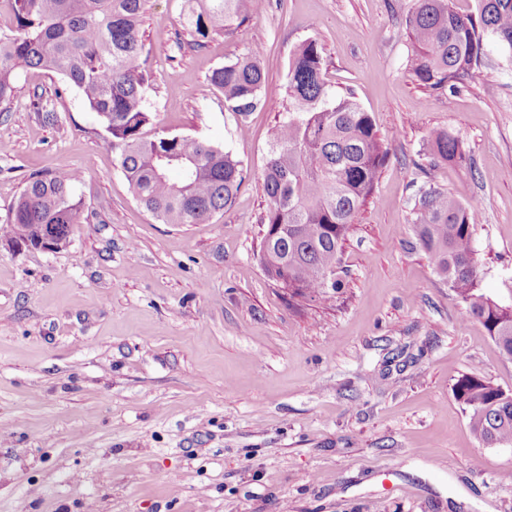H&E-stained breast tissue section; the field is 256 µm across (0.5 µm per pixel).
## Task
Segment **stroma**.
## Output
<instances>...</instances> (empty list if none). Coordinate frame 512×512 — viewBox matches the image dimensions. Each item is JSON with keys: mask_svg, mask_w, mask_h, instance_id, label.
Wrapping results in <instances>:
<instances>
[{"mask_svg": "<svg viewBox=\"0 0 512 512\" xmlns=\"http://www.w3.org/2000/svg\"><path fill=\"white\" fill-rule=\"evenodd\" d=\"M413 0H265L241 28L179 47L185 0H148L154 131L231 152L247 179L205 224L140 205L111 137L60 75L21 72L0 103V224L26 178L79 169L69 245L0 239V512H512V444L471 432L453 388L512 392V358L415 245L435 187L478 207L484 294L512 304V50L487 38L480 83L431 91L408 66ZM323 49L387 156L329 300L293 297L259 255L269 129L288 61ZM260 48L263 105L224 107L208 77ZM464 143L434 162L430 135Z\"/></svg>", "mask_w": 512, "mask_h": 512, "instance_id": "35a3bbf8", "label": "stroma"}]
</instances>
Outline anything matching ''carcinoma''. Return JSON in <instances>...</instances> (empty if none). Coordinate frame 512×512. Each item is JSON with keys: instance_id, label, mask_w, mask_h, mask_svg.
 Here are the masks:
<instances>
[{"instance_id": "cac0c4a2", "label": "carcinoma", "mask_w": 512, "mask_h": 512, "mask_svg": "<svg viewBox=\"0 0 512 512\" xmlns=\"http://www.w3.org/2000/svg\"><path fill=\"white\" fill-rule=\"evenodd\" d=\"M147 0H10L11 33H0V102L14 93L17 74L42 68L77 90L112 138L136 200L164 224H203L230 206L246 179L242 162L223 148L188 136L156 132L145 91L152 77L140 34ZM254 0H188L182 29L189 47L244 25ZM412 42L409 69L433 90L483 79L484 34L512 49V0H478L476 15L456 12L450 0H415L405 19ZM323 57L306 40L289 61L285 115L271 128L263 188L267 210L260 252L266 271L296 296L323 300L339 289L331 275L354 217L378 179L386 152L372 117L353 92L335 96L322 77ZM209 85L224 107L241 116L262 104L265 83L258 51L214 69ZM435 159H465L463 142L446 131L431 138ZM176 169L181 178L173 181ZM69 173L28 177L0 235L38 248L55 233L70 242L83 223ZM420 248L448 280L456 299L507 355H512V305L479 289L473 241L477 213L455 196L429 188L413 208ZM469 423L486 446L512 443V394L477 374L454 386Z\"/></svg>"}]
</instances>
